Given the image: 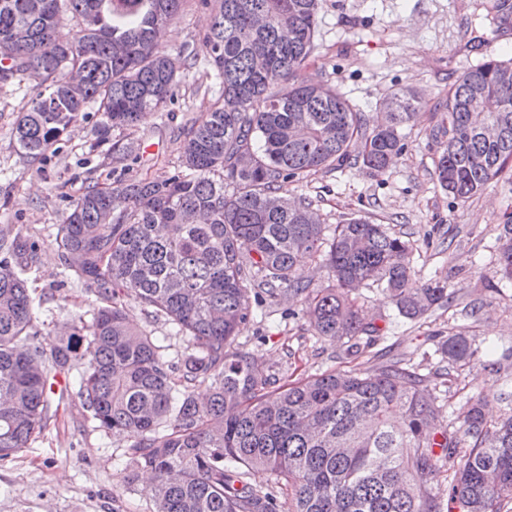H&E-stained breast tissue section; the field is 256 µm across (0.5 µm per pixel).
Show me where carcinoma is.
Segmentation results:
<instances>
[{"mask_svg": "<svg viewBox=\"0 0 512 512\" xmlns=\"http://www.w3.org/2000/svg\"><path fill=\"white\" fill-rule=\"evenodd\" d=\"M183 0H0V81L42 88L16 119L19 146L45 156L89 108L96 140L136 127L174 101L179 66L205 58L222 86L214 109L182 128L170 174L89 186L55 241L66 267L98 300L90 320L44 338L24 272L36 242L0 233V462L43 435L67 399L54 377L90 357L75 381L97 427L128 432L124 482L154 476L155 512H506L512 504V410L487 421L481 396L460 421L443 414L434 378L449 373L387 359L280 380L234 346L239 326L269 299H301L302 318L358 359L379 340L354 297L377 286L398 313L429 317L448 285L411 287L412 244L384 224L351 218L324 237L312 203L283 187L348 159L380 176L401 154V128L421 98L392 94L369 117L326 81L300 72L313 49L321 0H213L207 32L181 62L156 49L157 30ZM504 21L512 0H489ZM75 30L64 31V19ZM490 58L448 91L439 187L465 201L512 164V74ZM323 258L333 282L300 274ZM512 279V224L498 237L497 270ZM188 338L175 362L126 319L125 299ZM446 369L469 364L471 342L441 345ZM207 384L200 404L193 387ZM275 478L277 491L250 483ZM448 474L447 489L416 476Z\"/></svg>", "mask_w": 512, "mask_h": 512, "instance_id": "1", "label": "carcinoma"}]
</instances>
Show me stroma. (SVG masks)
Segmentation results:
<instances>
[{
	"mask_svg": "<svg viewBox=\"0 0 512 512\" xmlns=\"http://www.w3.org/2000/svg\"><path fill=\"white\" fill-rule=\"evenodd\" d=\"M475 3L323 0L304 75L322 76L367 114L382 111L394 92L414 90L422 98L420 117L403 128V151L384 175L370 173L356 143L349 162L290 182L287 189L312 199L327 227L362 216L413 243L417 283L447 282L450 303L413 322L398 317L377 288H359L365 318L381 330L377 346L429 371L438 366V348L448 335L466 336L478 353L455 372L445 407L459 410L467 397L480 393L488 400L489 418L495 419L507 407L503 394L512 393V373L491 367L512 345V280L495 273L497 239L512 215V169L464 202L441 190L434 177L440 153L436 133L449 89L488 57L512 62V23L479 22ZM210 14L201 0H184L158 41L159 51L181 56L198 43ZM38 91L28 79L0 83V230L37 242L26 275L30 288L44 297L36 323L43 334L55 336L77 317H90L96 305L93 293L70 275L55 244L69 198L89 185L109 188L120 179L168 173L183 155L180 127L209 112L221 87L204 61L182 70L173 104L133 129L114 132V139L133 146L132 159L96 145L91 118L72 127L45 159L28 157L16 142L14 123ZM300 308L297 302L268 301L266 318L242 324L236 345L279 378L341 366L345 345L312 336L296 315ZM127 317L165 346L166 359L176 360L183 352L186 338L166 318L146 317L132 300ZM133 442L130 435L98 429L66 402L43 437L0 464V512H154L149 476L139 475L130 485L123 480Z\"/></svg>",
	"mask_w": 512,
	"mask_h": 512,
	"instance_id": "obj_1",
	"label": "stroma"
}]
</instances>
